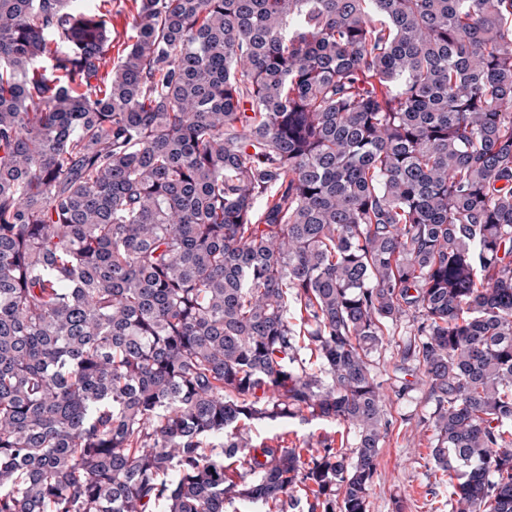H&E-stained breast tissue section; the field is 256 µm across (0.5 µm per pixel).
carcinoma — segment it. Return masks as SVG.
I'll return each instance as SVG.
<instances>
[{"mask_svg":"<svg viewBox=\"0 0 512 512\" xmlns=\"http://www.w3.org/2000/svg\"><path fill=\"white\" fill-rule=\"evenodd\" d=\"M89 2L0 0V512H367L402 320L512 512V0ZM116 3L119 4V0H114V2L112 0V39L116 37L112 43V61L116 60L117 55L125 48V44L128 42L127 36L130 35L129 28L127 26L128 19L126 18L128 8H126L122 15H115V10L117 8L115 6ZM114 30L118 32L117 36ZM248 429L253 441H265L272 445L279 444L284 448H296L304 458L315 453L326 440H333L335 448H339L343 438V448L348 449L347 452L353 449L351 448L352 437L351 435L347 437L344 427L325 420L296 418L277 422L263 421L252 424Z\"/></svg>","mask_w":512,"mask_h":512,"instance_id":"1","label":"carcinoma"}]
</instances>
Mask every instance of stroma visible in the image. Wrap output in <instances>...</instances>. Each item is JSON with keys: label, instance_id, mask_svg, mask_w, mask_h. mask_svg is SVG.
I'll return each mask as SVG.
<instances>
[{"label": "stroma", "instance_id": "stroma-1", "mask_svg": "<svg viewBox=\"0 0 512 512\" xmlns=\"http://www.w3.org/2000/svg\"><path fill=\"white\" fill-rule=\"evenodd\" d=\"M426 387L417 384L404 399L390 398L387 411L394 424L382 442L377 471L369 490L368 512H449L448 488L431 460V434L424 421L431 406ZM253 441L296 449L310 456L323 441L340 442L343 426L318 419H284L250 426Z\"/></svg>", "mask_w": 512, "mask_h": 512}]
</instances>
